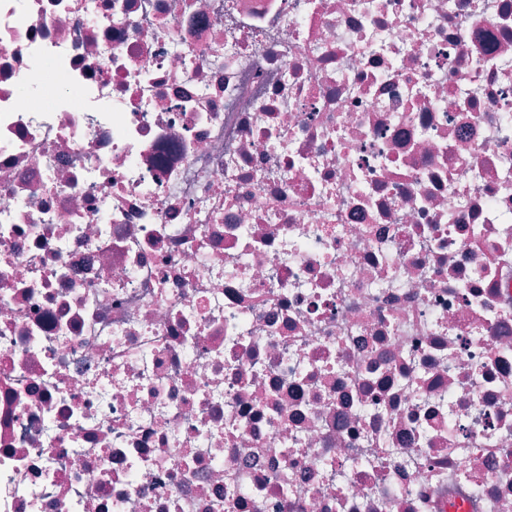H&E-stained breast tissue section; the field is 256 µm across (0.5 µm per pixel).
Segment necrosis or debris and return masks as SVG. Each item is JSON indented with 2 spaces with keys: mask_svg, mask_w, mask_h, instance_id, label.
Here are the masks:
<instances>
[{
  "mask_svg": "<svg viewBox=\"0 0 512 512\" xmlns=\"http://www.w3.org/2000/svg\"><path fill=\"white\" fill-rule=\"evenodd\" d=\"M512 512V0H0V512Z\"/></svg>",
  "mask_w": 512,
  "mask_h": 512,
  "instance_id": "obj_1",
  "label": "necrosis or debris"
}]
</instances>
